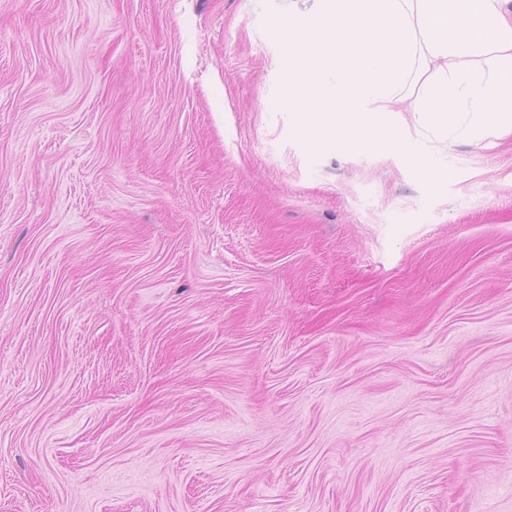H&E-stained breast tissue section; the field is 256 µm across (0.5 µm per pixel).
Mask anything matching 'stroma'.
Returning <instances> with one entry per match:
<instances>
[{
	"label": "stroma",
	"instance_id": "stroma-1",
	"mask_svg": "<svg viewBox=\"0 0 512 512\" xmlns=\"http://www.w3.org/2000/svg\"><path fill=\"white\" fill-rule=\"evenodd\" d=\"M291 7L0 0V512H512V136L308 150Z\"/></svg>",
	"mask_w": 512,
	"mask_h": 512
}]
</instances>
